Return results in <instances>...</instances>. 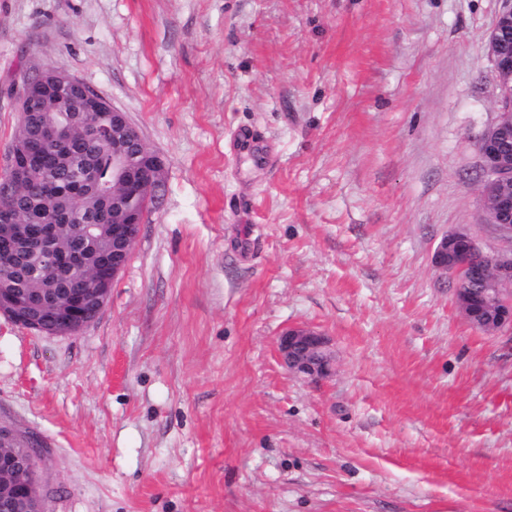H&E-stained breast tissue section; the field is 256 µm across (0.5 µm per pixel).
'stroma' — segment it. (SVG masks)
I'll return each mask as SVG.
<instances>
[{"instance_id": "obj_1", "label": "stroma", "mask_w": 512, "mask_h": 512, "mask_svg": "<svg viewBox=\"0 0 512 512\" xmlns=\"http://www.w3.org/2000/svg\"><path fill=\"white\" fill-rule=\"evenodd\" d=\"M501 0H0V160L27 71H67L165 162L98 318L0 316V420L44 512H512V329L436 269L485 221ZM251 130L258 153L240 149ZM331 377L282 363L291 326ZM277 345L281 360L291 372L312 380L331 374L328 340L321 332L307 327L289 328L280 334Z\"/></svg>"}]
</instances>
